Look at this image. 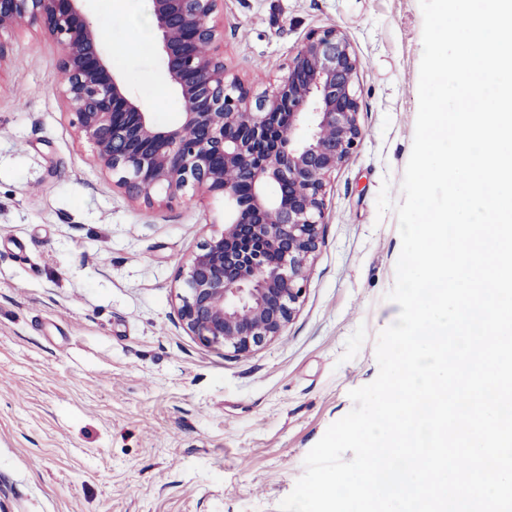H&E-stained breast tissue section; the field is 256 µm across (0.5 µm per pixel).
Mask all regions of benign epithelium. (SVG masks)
I'll return each mask as SVG.
<instances>
[{
  "mask_svg": "<svg viewBox=\"0 0 512 512\" xmlns=\"http://www.w3.org/2000/svg\"><path fill=\"white\" fill-rule=\"evenodd\" d=\"M87 0H0V34L37 28L60 49L75 135L112 185L154 204L192 189L224 201V230L179 268L183 329L246 353L282 335L319 247L327 181L361 139V61L333 27L308 33L274 88L228 78L224 0H152L159 53L183 112L158 125L102 47Z\"/></svg>",
  "mask_w": 512,
  "mask_h": 512,
  "instance_id": "7a95c632",
  "label": "benign epithelium"
}]
</instances>
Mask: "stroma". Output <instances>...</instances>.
Instances as JSON below:
<instances>
[{
    "instance_id": "35a3bbf8",
    "label": "stroma",
    "mask_w": 512,
    "mask_h": 512,
    "mask_svg": "<svg viewBox=\"0 0 512 512\" xmlns=\"http://www.w3.org/2000/svg\"><path fill=\"white\" fill-rule=\"evenodd\" d=\"M102 46L154 121L182 103L151 0H90ZM224 66L269 89L314 29L361 61L357 150L331 176L299 311L248 354L182 328L180 263L220 233L224 202L148 207L113 188L74 133L60 50L0 35V507L5 512H278L327 428L378 375L401 250L393 202L418 111L419 0H224Z\"/></svg>"
}]
</instances>
